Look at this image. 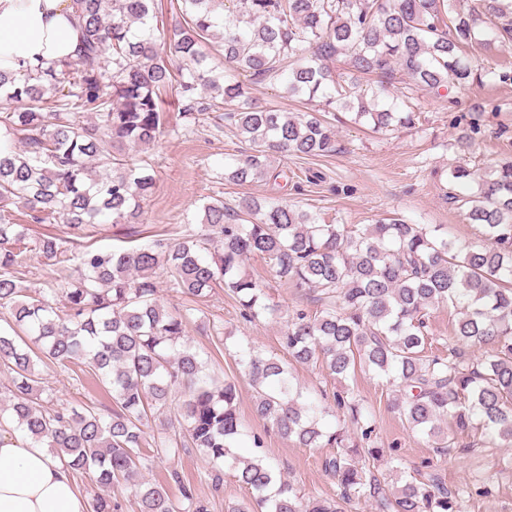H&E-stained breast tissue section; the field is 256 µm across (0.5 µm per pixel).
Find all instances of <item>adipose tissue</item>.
Here are the masks:
<instances>
[{
  "mask_svg": "<svg viewBox=\"0 0 512 512\" xmlns=\"http://www.w3.org/2000/svg\"><path fill=\"white\" fill-rule=\"evenodd\" d=\"M72 0H0V70L32 71L75 57ZM86 495L41 443L0 431V512H88Z\"/></svg>",
  "mask_w": 512,
  "mask_h": 512,
  "instance_id": "obj_1",
  "label": "adipose tissue"
}]
</instances>
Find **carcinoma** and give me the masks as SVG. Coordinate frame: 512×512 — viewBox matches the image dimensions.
<instances>
[{
	"label": "carcinoma",
	"instance_id": "obj_1",
	"mask_svg": "<svg viewBox=\"0 0 512 512\" xmlns=\"http://www.w3.org/2000/svg\"><path fill=\"white\" fill-rule=\"evenodd\" d=\"M176 0L183 21L159 32L158 0H76L79 49L45 69L18 76L0 71V98L15 103L0 113V365L9 374L8 406L0 404V430H16L64 461L74 480L105 490L120 481L138 486L140 512H208L178 473L181 501L165 483L139 481L151 457L174 456L190 444L215 469L214 487L228 468L253 494L236 512H346L352 502L374 512H464L460 489L441 484L434 471L420 481L395 469L398 484L382 483L370 462L378 448H361L336 415L303 399L274 354L247 346L238 365L253 384V411L281 436L304 448H334L325 469L336 478L334 499L303 502L293 484L263 457L245 458L239 445L260 450L263 435L245 427L233 381H210L197 352L181 344L184 315L157 299L165 277L183 293L207 297L224 285L256 320L274 315L243 270L253 256L296 288L318 294L320 308L288 315L281 343L297 364L321 363L338 380L373 372L391 385L389 407L433 448L459 443L449 433L479 430L489 443L512 446V152L478 175L449 171L451 187L477 183V191L448 193L482 243L458 245L441 227L409 224L394 215L373 224H328L283 202H245L235 210L224 198L203 205V233L173 245L158 240L130 249L77 252L79 277L58 293L25 285V227L11 207L23 204L37 223L59 218L74 229L104 217L135 224L155 185L152 166L132 155L165 129L164 96L176 97L183 126L200 123L224 104V120L249 142L250 152L224 164V181L243 185L270 172L269 150L285 156H329L336 127L326 115L280 112L250 96L238 79H282L290 97H320L334 111L350 112L372 129L415 124L409 94L389 96L400 75L406 89H466L485 78L512 80V67L478 68L465 48L481 41L512 46V0ZM220 32L224 81L207 65L209 43ZM345 58L346 71L332 65ZM375 74L371 97L361 77ZM215 95L203 101L198 88ZM92 114V121L76 117ZM22 144L18 149L11 139ZM43 257L68 261L58 239L35 243ZM461 308L455 343L433 349L426 317L434 307ZM82 368L112 397V411L60 404L43 408L38 365ZM348 420L373 432L371 413L351 393L335 396ZM181 418L180 431L157 437L146 425L155 414ZM105 494L92 512H121Z\"/></svg>",
	"mask_w": 512,
	"mask_h": 512
}]
</instances>
